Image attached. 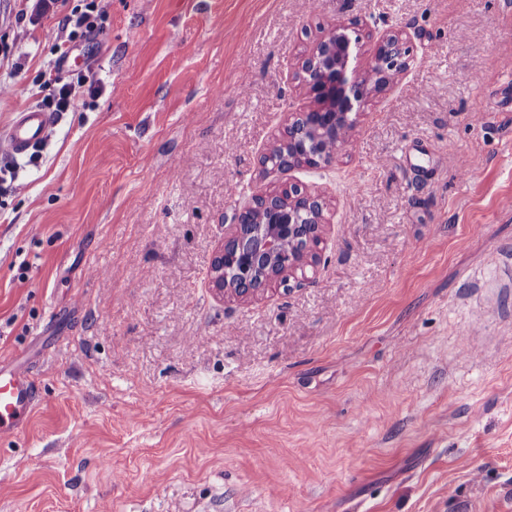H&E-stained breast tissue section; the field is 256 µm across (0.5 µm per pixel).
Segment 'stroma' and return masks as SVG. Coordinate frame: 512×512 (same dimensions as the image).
<instances>
[{
  "label": "stroma",
  "mask_w": 512,
  "mask_h": 512,
  "mask_svg": "<svg viewBox=\"0 0 512 512\" xmlns=\"http://www.w3.org/2000/svg\"><path fill=\"white\" fill-rule=\"evenodd\" d=\"M80 0H0V130ZM400 33L331 164L261 159L303 66ZM38 163L0 154V361L40 402L0 512H512V0H111ZM318 195L315 264H211L261 191Z\"/></svg>",
  "instance_id": "obj_1"
}]
</instances>
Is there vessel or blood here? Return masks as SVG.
Listing matches in <instances>:
<instances>
[{
    "mask_svg": "<svg viewBox=\"0 0 512 512\" xmlns=\"http://www.w3.org/2000/svg\"><path fill=\"white\" fill-rule=\"evenodd\" d=\"M55 123L53 113L41 108L19 112L4 137L0 150L13 155L37 151ZM39 397V387L30 371L0 364V436L23 433Z\"/></svg>",
    "mask_w": 512,
    "mask_h": 512,
    "instance_id": "b4317fda",
    "label": "vessel or blood"
}]
</instances>
